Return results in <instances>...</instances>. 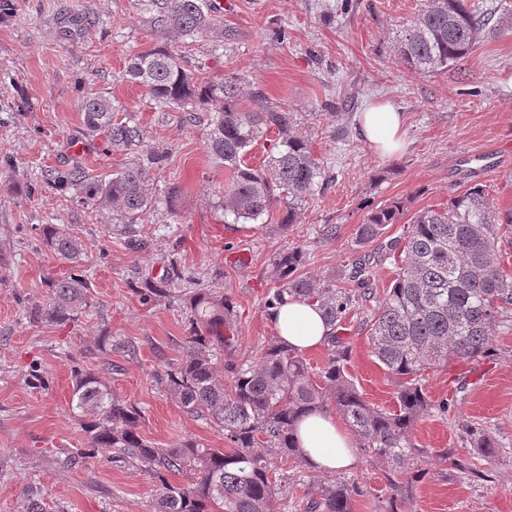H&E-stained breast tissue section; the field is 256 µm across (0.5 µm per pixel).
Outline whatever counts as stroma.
Instances as JSON below:
<instances>
[{"mask_svg":"<svg viewBox=\"0 0 512 512\" xmlns=\"http://www.w3.org/2000/svg\"><path fill=\"white\" fill-rule=\"evenodd\" d=\"M216 26L182 44L187 69L234 77L247 107H288L294 129L311 140L331 179L301 204L287 233L237 229L216 209L226 175L204 148L206 112L189 116L153 101L126 74L130 58L160 43L140 0H0V512H22L21 488L48 492L47 512H150L153 482L134 465L61 468L49 451L81 448L86 435L70 411L71 358L100 361L102 330L132 341L135 357L113 352L106 382L143 413L141 431L161 447L190 437L224 447L223 434L187 416L153 374L179 358L186 334L182 305L146 304L137 287L169 260L202 287L229 296L239 317V357L274 336L264 308L273 283L272 256L291 244L307 252L305 270L324 277L354 259L356 232L368 210L391 200L409 212L447 204L471 184L493 207H512V31L484 42L458 65L433 75L408 71L393 45L424 0H223ZM111 99L142 128L148 149L165 153L153 170V205L136 226L137 246L111 214L83 209L72 189L43 186L45 170L79 161L97 177L125 157L83 130L82 100ZM387 99L402 112L406 146L378 155L359 134V117ZM38 224H62L86 250L73 267L39 240ZM335 235H324L327 225ZM80 272L91 284L90 311L67 326L30 324L28 301L43 299L47 278ZM352 313L347 372L371 404L389 408L395 387L371 356L363 322ZM494 355L477 365L450 364L424 373L430 400L450 399L447 415L421 421L417 447L444 448L413 489L407 512H512V325L492 333ZM50 373L45 390L30 388L27 366ZM494 432L504 455L487 461L465 446L462 428ZM482 471L461 473L452 460ZM365 495L352 512H379L391 489L380 465L356 462L345 473Z\"/></svg>","mask_w":512,"mask_h":512,"instance_id":"1","label":"stroma"}]
</instances>
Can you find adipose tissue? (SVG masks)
Returning a JSON list of instances; mask_svg holds the SVG:
<instances>
[{
	"instance_id": "1",
	"label": "adipose tissue",
	"mask_w": 512,
	"mask_h": 512,
	"mask_svg": "<svg viewBox=\"0 0 512 512\" xmlns=\"http://www.w3.org/2000/svg\"><path fill=\"white\" fill-rule=\"evenodd\" d=\"M359 132L383 155L398 152L404 143L402 117L388 103L364 112ZM269 318L278 335L301 353L322 345L328 332L315 304L292 298L270 311ZM297 441L319 471L346 470L356 462L353 439L333 414L315 412L304 416L298 424Z\"/></svg>"
}]
</instances>
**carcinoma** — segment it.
Returning a JSON list of instances; mask_svg holds the SVG:
<instances>
[{
  "mask_svg": "<svg viewBox=\"0 0 512 512\" xmlns=\"http://www.w3.org/2000/svg\"><path fill=\"white\" fill-rule=\"evenodd\" d=\"M142 2L146 11L157 12L168 39H192L210 27L205 0ZM509 27V14L497 18L493 12L473 10L468 0H424L404 27L395 52L409 70L427 76L460 62L484 39ZM127 75L161 104L183 109L203 105L214 111L205 149L229 171L216 207L234 223L265 224L273 232H286L318 180H328L311 142L290 134L293 118L287 108L272 104L245 109L235 79L197 77L170 44L163 42L131 58ZM82 122L87 135L104 137L115 151L132 152L142 145L138 124L116 117L112 101L102 95L84 100ZM273 129L279 138L273 140L265 163L249 165V148ZM165 160L162 153L146 152L104 180L74 162L46 174L45 183L72 188L82 207L111 213L130 234L149 208L150 171ZM406 209L405 201L397 199L369 210L357 229V246L379 240ZM502 229H512V208L496 210L484 189L474 185L451 196L444 207L414 213L405 237L388 241L378 253L357 256L323 280L302 272L304 246L293 244L275 255L270 275L277 286L267 294L264 308H277L287 296L318 305L330 333L325 361L317 370L276 336L249 359L237 360L236 306L226 295L183 289L193 276L171 261L161 277L143 279L138 289L146 304L176 298L187 311L182 356L156 371L155 379L184 413L221 431L229 447L209 448L188 438L173 448L156 446L140 431L141 411L102 380L101 374L112 370L107 361L72 369L70 407L80 417L86 447L52 448L50 453L71 471L91 467L107 450L112 451V462L143 468L155 482V512H271V504L288 489V472L277 473L279 466L290 460L299 473L311 468L295 440L297 422L310 412L333 407L356 437L365 461L386 469L389 512H401L427 474L418 463L424 450L416 447L414 429L420 421L448 412V400L432 401L424 392L422 372L491 358L493 326L512 319V268L498 251ZM36 230L43 244L62 259L81 262L79 237L59 224H40ZM387 260L393 261L395 277L364 324L372 356L396 386L395 407L388 410L367 402L345 370L347 319L374 299L377 270ZM45 286V301L30 307L34 323L65 324L89 305L91 284L78 275L51 277ZM114 348L136 355L133 343L104 331L99 336L101 353L110 354ZM28 384L49 388L48 372L30 364ZM464 434L469 446L487 460L503 452L493 432L478 422L465 425ZM172 476L183 481L173 484ZM314 493L306 512H352L353 501L364 489L356 479L334 477L317 485ZM46 496L40 487H25L23 512H43Z\"/></svg>",
  "mask_w": 512,
  "mask_h": 512,
  "instance_id": "cac0c4a2",
  "label": "carcinoma"
}]
</instances>
